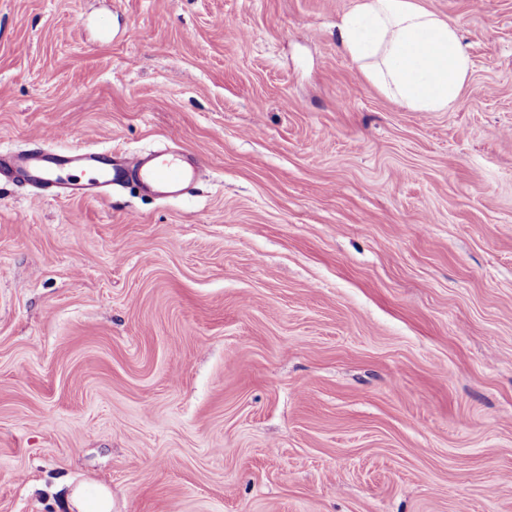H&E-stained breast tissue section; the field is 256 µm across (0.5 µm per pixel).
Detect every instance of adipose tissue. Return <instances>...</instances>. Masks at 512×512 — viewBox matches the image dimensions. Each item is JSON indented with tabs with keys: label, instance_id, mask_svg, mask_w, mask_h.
<instances>
[{
	"label": "adipose tissue",
	"instance_id": "adipose-tissue-1",
	"mask_svg": "<svg viewBox=\"0 0 512 512\" xmlns=\"http://www.w3.org/2000/svg\"><path fill=\"white\" fill-rule=\"evenodd\" d=\"M337 38L369 82L414 112L447 110L472 67L457 28L417 0H359Z\"/></svg>",
	"mask_w": 512,
	"mask_h": 512
}]
</instances>
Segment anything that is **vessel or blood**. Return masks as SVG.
I'll use <instances>...</instances> for the list:
<instances>
[{"label":"vessel or blood","mask_w":512,"mask_h":512,"mask_svg":"<svg viewBox=\"0 0 512 512\" xmlns=\"http://www.w3.org/2000/svg\"><path fill=\"white\" fill-rule=\"evenodd\" d=\"M1 163L23 170L33 184L56 196L89 194L99 187L122 184L129 175L161 196H177L198 177L197 170L188 168L180 157L169 152L119 158L108 149L0 152Z\"/></svg>","instance_id":"vessel-or-blood-1"}]
</instances>
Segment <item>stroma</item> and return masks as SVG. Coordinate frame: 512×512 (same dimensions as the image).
<instances>
[{"label": "stroma", "instance_id": "stroma-1", "mask_svg": "<svg viewBox=\"0 0 512 512\" xmlns=\"http://www.w3.org/2000/svg\"><path fill=\"white\" fill-rule=\"evenodd\" d=\"M419 2L445 112L342 52L358 0H0V150L206 173L0 176V512H512V0ZM1 163L23 170L30 181L43 191L59 195L100 193L93 189L121 185L132 175L145 188L160 196H178L187 184L194 182L198 171L188 168L177 155L157 152L149 156L130 154L116 158L111 149L43 150L32 154L0 152ZM88 171L87 181L72 179L63 182L65 171ZM67 512H112V495L105 488L90 493L85 486L74 487L65 501Z\"/></svg>", "mask_w": 512, "mask_h": 512}]
</instances>
